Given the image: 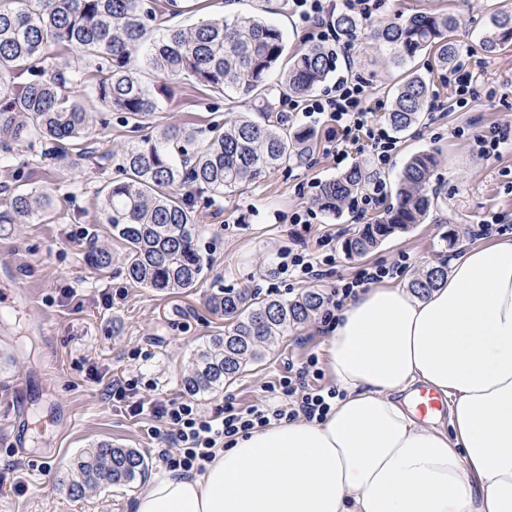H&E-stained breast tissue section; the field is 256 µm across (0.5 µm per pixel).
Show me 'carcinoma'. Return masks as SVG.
I'll return each instance as SVG.
<instances>
[{"mask_svg": "<svg viewBox=\"0 0 512 512\" xmlns=\"http://www.w3.org/2000/svg\"><path fill=\"white\" fill-rule=\"evenodd\" d=\"M152 12L144 0H16L13 9H0V145L37 140L61 145L77 142L94 127V113L70 95L69 86L94 81L98 101L124 112L134 121L157 111L159 103L142 80L132 57L148 44L143 64L164 82L186 77L258 103L254 112H242L217 132L193 157L183 143L192 139L184 127L169 126L156 135L142 136L118 146L123 178L98 189L104 223L126 247L127 274L133 284L155 290L185 292L196 287L207 262L196 248L198 219L180 193L187 183L202 186L215 196L231 193L271 169L300 161L313 147L314 133L292 130L273 121L277 100L291 95L304 98L324 83L337 68L334 48L315 44L298 55L280 83H269L284 51L282 32L260 17H222L192 27L166 29L151 37L145 20ZM336 32L351 34L359 20L339 12ZM457 19L443 12L419 11L402 22L374 29L394 66L407 67L395 89L389 121L395 133L409 130L434 96L431 81L409 67L419 55L434 52L446 69L458 56L450 38ZM512 40V12H499L482 40L494 52ZM79 49L96 63L95 73L49 71L45 61L53 46ZM25 73L37 78L17 82ZM436 157L419 152L405 164L395 203L385 216L365 224L344 241L348 256L362 258L393 234L425 221L437 205V190L430 188ZM377 178L354 165L319 186L314 203L338 217L343 205ZM54 200L25 184L11 190L0 206V224H39L56 220ZM88 258L98 269L112 262L108 248L92 238ZM447 265L415 272L408 287L424 294L443 281ZM325 297L310 289L293 299L260 298L247 288L211 293L206 305L224 316L227 329L212 336L194 353L182 379L185 391L205 395L233 381L249 363H260L266 352L290 327L311 321ZM148 465L134 448L100 442L75 457L70 472L55 484L76 497L114 485H129L145 476Z\"/></svg>", "mask_w": 512, "mask_h": 512, "instance_id": "1", "label": "carcinoma"}]
</instances>
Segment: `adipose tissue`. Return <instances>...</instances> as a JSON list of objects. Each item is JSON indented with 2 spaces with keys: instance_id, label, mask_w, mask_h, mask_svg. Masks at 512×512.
I'll return each instance as SVG.
<instances>
[{
  "instance_id": "ef3b65f1",
  "label": "adipose tissue",
  "mask_w": 512,
  "mask_h": 512,
  "mask_svg": "<svg viewBox=\"0 0 512 512\" xmlns=\"http://www.w3.org/2000/svg\"><path fill=\"white\" fill-rule=\"evenodd\" d=\"M324 347L343 393L324 421L237 436L202 475H156L134 512H512V238L468 246L426 295L359 292ZM417 385L447 423L415 418Z\"/></svg>"
}]
</instances>
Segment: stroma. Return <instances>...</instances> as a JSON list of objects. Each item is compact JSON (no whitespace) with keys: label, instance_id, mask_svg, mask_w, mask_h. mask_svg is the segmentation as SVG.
<instances>
[{"label":"stroma","instance_id":"obj_1","mask_svg":"<svg viewBox=\"0 0 512 512\" xmlns=\"http://www.w3.org/2000/svg\"><path fill=\"white\" fill-rule=\"evenodd\" d=\"M146 2L156 11L150 26L158 31L208 18L255 14L281 29L285 56L315 43L289 0H178L176 10L167 0ZM442 10L459 19L456 39L479 76V95L465 108L454 107L443 70L432 55L419 56L414 66L431 80L443 109L424 112L418 125L397 136L389 163L380 167L393 191L411 155L434 153L438 165L431 185L439 192L438 204L423 223L393 235L365 257L353 259L337 250L331 273L316 283L322 291H330L339 278L352 277L362 266L390 263L403 253L409 260L397 279L408 282L417 269L451 261L464 245L484 243L476 232L481 220L499 214L512 223V138L499 156L487 158L453 135L461 127L488 134L512 125V43L494 53L481 47L492 15L512 11V0H387L376 22L361 24L356 32L350 75L368 83L373 118L386 123L403 71L390 63L373 30L376 24L417 11ZM149 84L158 93L160 108L142 119L141 134L152 135L168 125L185 127L193 133L186 145L191 152L230 113L249 107L245 100L227 99L192 79L164 85L153 78ZM74 96L93 106L99 117L82 142L88 153L82 165L67 166L56 160L50 145L37 141L0 151V199L19 184L40 186L53 195L59 214L50 224H0V283L9 294L0 301V512H133L143 481L78 499L53 484L82 450L103 441L137 449L148 463L147 477L162 471L156 455L160 440L148 437L144 417L112 404L107 385L132 379L145 395H182V375L195 347L224 332L223 316L206 305L208 294L221 287L248 288L262 298H294L308 285L274 278L280 247L312 250L317 239L328 234L344 241L385 211L380 205L361 217L347 208L338 218L320 212L311 223H289L291 214L310 207L322 182L344 170L318 145L305 163L270 170L221 198L188 187V202L200 219L197 247L207 259L196 288L169 294L136 286L127 275L126 249L104 224L96 196L98 188L119 176L112 148L130 138V126L122 113L98 103L90 84L75 86ZM80 228L109 243L112 263L107 269L98 270L87 261L85 241L71 236ZM325 340L317 319L289 329L262 363L247 366L223 390L196 396L195 401L210 416L228 402L250 406L261 399L265 383L287 375L289 364L323 354ZM20 381L31 382V410L45 418L27 435L22 453L14 449L16 438L4 409ZM11 465L22 468L25 493H15L11 478L5 477Z\"/></svg>","mask_w":512,"mask_h":512}]
</instances>
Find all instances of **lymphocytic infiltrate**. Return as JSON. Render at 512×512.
I'll return each mask as SVG.
<instances>
[{"label":"lymphocytic infiltrate","instance_id":"obj_1","mask_svg":"<svg viewBox=\"0 0 512 512\" xmlns=\"http://www.w3.org/2000/svg\"><path fill=\"white\" fill-rule=\"evenodd\" d=\"M292 10L302 24L320 40H328L332 30L331 18L336 7H343L367 22L377 17L385 0H291ZM369 90L366 82L337 76L334 84L320 94L300 101H289L287 120H304L323 128L325 150L337 162L348 159L350 152L371 153L379 164H387L396 148V140L381 124L375 123L368 107ZM336 261V245L332 237L318 241L316 250L295 253L280 249L277 275H288L301 281H315L326 276L327 266ZM401 263H376L361 267L350 280H339L326 300L323 323H331L348 300L360 290L400 273ZM316 356H309L297 365L289 366L288 373L277 382L268 383L265 400L239 409L226 404L223 412L208 416L202 414L191 399H147L137 391L135 381H117L112 385L113 401L125 404L134 416L149 415L154 424L148 427L151 438L164 440L165 448L158 457L168 471L184 475L204 472L220 444L226 439L255 428L266 427L297 419L308 421L324 419L340 392L320 385L321 372Z\"/></svg>","mask_w":512,"mask_h":512}]
</instances>
